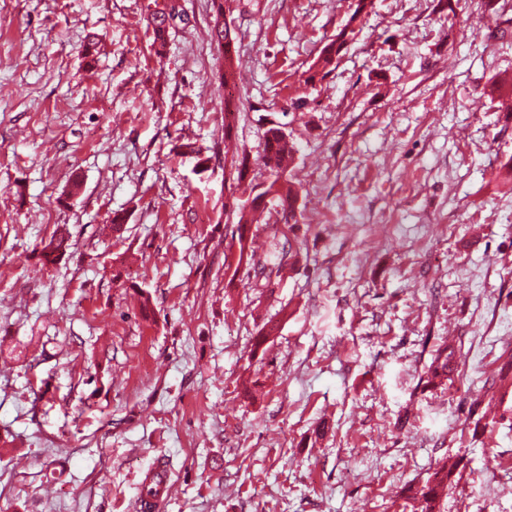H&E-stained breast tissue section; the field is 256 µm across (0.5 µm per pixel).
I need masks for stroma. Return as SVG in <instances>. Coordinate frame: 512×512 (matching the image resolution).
Returning a JSON list of instances; mask_svg holds the SVG:
<instances>
[{
	"mask_svg": "<svg viewBox=\"0 0 512 512\" xmlns=\"http://www.w3.org/2000/svg\"><path fill=\"white\" fill-rule=\"evenodd\" d=\"M177 2L159 56L154 0H0V512H141L159 464L157 512H403L444 458L442 512H512V386L470 408L512 349V0H374L312 86L355 0H224L229 146L211 2ZM273 124L299 227L269 205L242 262L232 160L268 181ZM444 344L458 372L426 387ZM372 7V0H357L356 7L350 14L346 23L336 31L335 35L326 40L320 49L317 60L305 72V84L313 85L318 76L321 75V80L335 69L340 53L345 49L349 42L355 39L356 35L360 31V29L357 31L356 27H353V23L357 21L360 15L367 12V10L372 9ZM141 486H145V488L152 486L151 494H145L142 488L140 491V495L144 494L141 508L147 512L157 510V506L169 499L174 492V486L167 472L159 465L149 469L144 474Z\"/></svg>",
	"mask_w": 512,
	"mask_h": 512,
	"instance_id": "35a3bbf8",
	"label": "stroma"
}]
</instances>
